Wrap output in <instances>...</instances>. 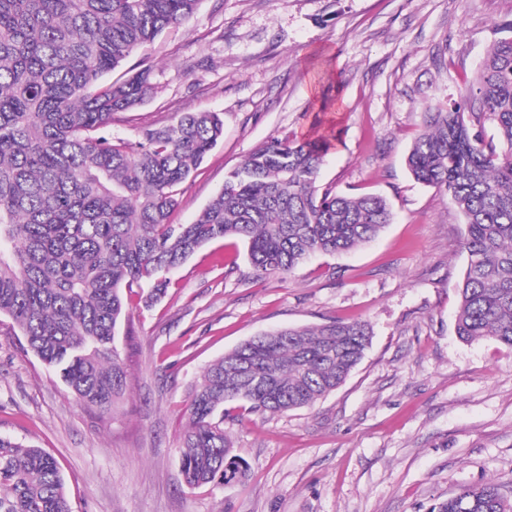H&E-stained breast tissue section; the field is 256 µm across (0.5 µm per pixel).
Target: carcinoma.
Returning a JSON list of instances; mask_svg holds the SVG:
<instances>
[{
    "label": "carcinoma",
    "instance_id": "1",
    "mask_svg": "<svg viewBox=\"0 0 512 512\" xmlns=\"http://www.w3.org/2000/svg\"><path fill=\"white\" fill-rule=\"evenodd\" d=\"M201 0H0V316L60 370L86 407L113 415L127 367L115 344L123 289L165 291L203 245L233 238L259 276L349 251L391 222L386 200L319 183L320 140L272 139L224 177L191 224H173L178 188L224 134L218 112H184L136 141L118 114L152 88L132 55L186 25ZM494 134L486 136L485 124ZM464 217L467 267L455 329L512 348V37L492 45L458 99L427 113L406 157ZM359 320L265 332L199 377L179 448L187 486L231 483L246 464L224 434V404L258 415L310 407L342 385L371 344ZM435 512H512L493 482L463 486ZM0 512H72L57 460L0 436Z\"/></svg>",
    "mask_w": 512,
    "mask_h": 512
}]
</instances>
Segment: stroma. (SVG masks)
Returning <instances> with one entry per match:
<instances>
[{
	"mask_svg": "<svg viewBox=\"0 0 512 512\" xmlns=\"http://www.w3.org/2000/svg\"><path fill=\"white\" fill-rule=\"evenodd\" d=\"M512 36V0H202L142 53L152 89L112 126L137 140L183 112H220L224 138L180 188L188 224L225 174L273 138H319L321 184L384 196L373 241L256 277L244 245L198 249L157 299L127 291L117 346L129 370L114 416L85 408L0 323V435L60 464L73 512H431L459 487L512 495V347L455 331L464 219L413 180L406 154L427 113L458 97ZM358 319L372 344L343 385L282 415L224 405L243 479L185 485L179 448L203 369L258 333Z\"/></svg>",
	"mask_w": 512,
	"mask_h": 512,
	"instance_id": "1",
	"label": "stroma"
}]
</instances>
